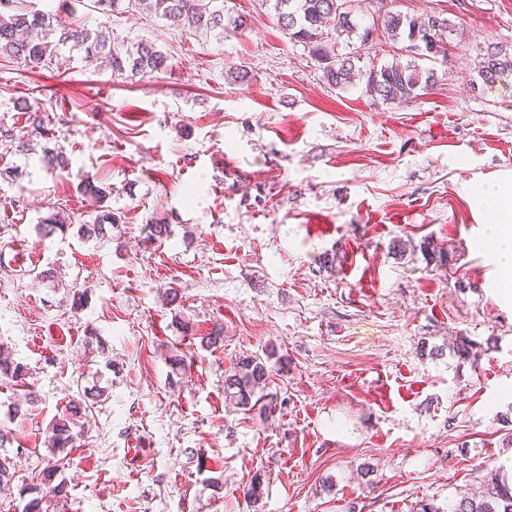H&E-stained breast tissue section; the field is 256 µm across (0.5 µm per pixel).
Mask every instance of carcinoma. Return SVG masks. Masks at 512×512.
I'll use <instances>...</instances> for the list:
<instances>
[{
    "mask_svg": "<svg viewBox=\"0 0 512 512\" xmlns=\"http://www.w3.org/2000/svg\"><path fill=\"white\" fill-rule=\"evenodd\" d=\"M276 16L277 24L288 41L299 43L322 65L326 83L344 89L354 75L352 52L332 54L326 39L360 44L369 42L373 28H382L393 42L405 44V52L412 60L405 64L373 65L365 72L366 92L384 101L408 103L431 90L439 80L433 68H423L417 61L437 58L445 54L448 33L454 29L448 17L434 12L415 17L390 8L379 14L370 26H361L353 18L355 0H262ZM95 9L107 16L113 13L139 12L157 19H175L194 34L206 35L224 30V24L237 30L248 28L244 15L224 14V0H94ZM78 51L87 58L100 60L110 69L114 79L148 77L168 69V58L154 46L137 42L122 49L112 45L110 32L103 28L89 29L83 24L63 26L56 15L40 10H28L20 0H0V58L21 62L27 66H50L63 51ZM482 85H512V48L490 44L477 56L475 66ZM16 108L29 113L32 131L42 132L45 117L40 107L25 101ZM79 192L90 198L97 207L93 223L80 225V233L90 237H109L112 228L124 223L123 212L106 204L109 191L102 185L87 180L78 186ZM69 215L53 210L38 224L46 234L64 230ZM27 372L22 365L0 357V377L23 382ZM271 369L257 355L239 359L230 371L224 372V398L238 410L250 412L271 410L265 394ZM75 434L67 418L56 420L50 428L48 446L51 458L40 472L39 481L20 488V497H29L23 512H43V500L61 497L66 493L63 482L57 481L59 463L57 453L73 443ZM485 489L479 496H463L450 512H512V478L505 476L503 466L486 468Z\"/></svg>",
    "mask_w": 512,
    "mask_h": 512,
    "instance_id": "cac0c4a2",
    "label": "carcinoma"
}]
</instances>
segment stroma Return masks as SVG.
<instances>
[{"instance_id": "35a3bbf8", "label": "stroma", "mask_w": 512, "mask_h": 512, "mask_svg": "<svg viewBox=\"0 0 512 512\" xmlns=\"http://www.w3.org/2000/svg\"><path fill=\"white\" fill-rule=\"evenodd\" d=\"M395 6L456 26L438 85L406 104L327 85L260 0H224L249 26L221 40L88 0L66 14L154 44L171 67L153 78L113 79L78 53L62 73L0 59V130L24 133L19 99L48 115L31 154L0 140V354L28 371L21 387L0 377L15 474L0 512H22L66 415L67 494L47 512H447L486 460L512 465V289L477 197L512 177V88L474 70L487 45L512 44V0ZM47 147L65 171L43 170ZM88 178L124 213L111 239L78 234ZM57 207L69 228L40 234ZM154 216L169 235L148 246ZM218 325L222 342L202 346ZM247 355L272 369V417L224 401ZM28 389L37 402L14 415Z\"/></svg>"}]
</instances>
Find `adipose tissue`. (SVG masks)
Returning a JSON list of instances; mask_svg holds the SVG:
<instances>
[{
    "label": "adipose tissue",
    "instance_id": "adipose-tissue-1",
    "mask_svg": "<svg viewBox=\"0 0 512 512\" xmlns=\"http://www.w3.org/2000/svg\"><path fill=\"white\" fill-rule=\"evenodd\" d=\"M478 203L489 222L485 235L497 261L503 284L512 283V183L490 182L481 187Z\"/></svg>",
    "mask_w": 512,
    "mask_h": 512
}]
</instances>
